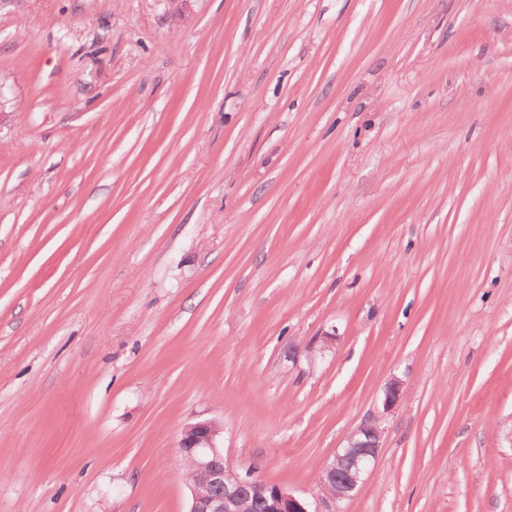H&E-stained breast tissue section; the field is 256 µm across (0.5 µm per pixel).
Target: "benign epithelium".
<instances>
[{
    "instance_id": "benign-epithelium-1",
    "label": "benign epithelium",
    "mask_w": 512,
    "mask_h": 512,
    "mask_svg": "<svg viewBox=\"0 0 512 512\" xmlns=\"http://www.w3.org/2000/svg\"><path fill=\"white\" fill-rule=\"evenodd\" d=\"M403 383L393 378L385 386L376 415L354 428L342 450L321 470L323 491L311 497L277 485L248 483L224 464V449L218 446L223 427L211 420L184 428L179 447L191 464L186 479L191 494L188 512H242L246 503H260L264 512H340L339 503L352 498L366 481L382 448L383 421L400 406Z\"/></svg>"
}]
</instances>
